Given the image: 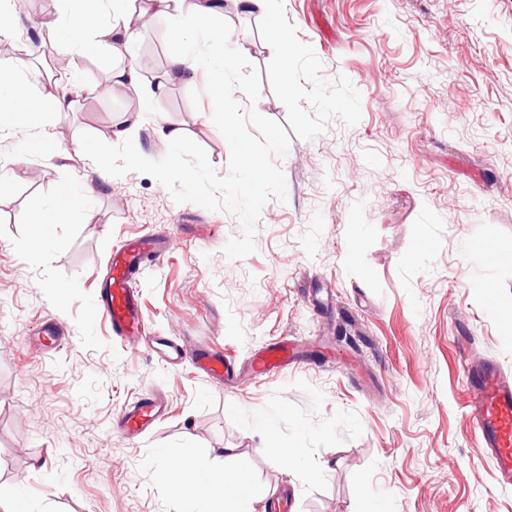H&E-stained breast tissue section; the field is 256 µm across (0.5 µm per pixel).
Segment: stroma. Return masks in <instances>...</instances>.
<instances>
[{
    "instance_id": "obj_1",
    "label": "stroma",
    "mask_w": 512,
    "mask_h": 512,
    "mask_svg": "<svg viewBox=\"0 0 512 512\" xmlns=\"http://www.w3.org/2000/svg\"><path fill=\"white\" fill-rule=\"evenodd\" d=\"M61 9L17 0L25 41ZM174 25L142 23V85L167 66ZM279 26L285 59L264 16H224L260 75L257 102L235 99L289 137L287 198L266 202L243 259L223 252L242 234L232 213L174 202L146 174L98 176L80 134L119 144L137 102L92 93L93 57L48 45L37 65H71L77 110L0 128V496L22 512H184L183 456L245 469L252 495L288 512H354L361 497L370 512H512L461 373L469 358L512 375V0H284ZM205 85L196 70L161 108L223 176ZM51 143L63 153L48 163ZM67 191L84 207L62 217ZM152 235L171 249L133 285L148 331L182 345L175 368L96 310L112 250ZM47 320L63 345L31 343ZM278 339L298 363L250 376ZM206 345L236 360V380L197 369ZM148 391L165 416L121 436Z\"/></svg>"
}]
</instances>
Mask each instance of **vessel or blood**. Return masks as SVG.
<instances>
[{
    "instance_id": "b4317fda",
    "label": "vessel or blood",
    "mask_w": 512,
    "mask_h": 512,
    "mask_svg": "<svg viewBox=\"0 0 512 512\" xmlns=\"http://www.w3.org/2000/svg\"><path fill=\"white\" fill-rule=\"evenodd\" d=\"M170 248L165 238L152 237L126 243L113 251L108 262L105 297L99 311L112 324L115 334L145 339L155 344V337L144 334L145 315L132 284L131 272L147 255L163 258ZM193 358L197 368L212 378L228 373L230 363L222 351L207 347L196 349ZM295 355L287 342L269 344L250 364L253 372L269 374L293 364ZM466 384L471 390L469 417L481 445L494 464L498 482L512 485V378L503 375L491 362L466 363L463 368ZM159 419L151 394H144L124 415L128 435L138 434L144 426Z\"/></svg>"
}]
</instances>
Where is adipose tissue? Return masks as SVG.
<instances>
[{
  "label": "adipose tissue",
  "mask_w": 512,
  "mask_h": 512,
  "mask_svg": "<svg viewBox=\"0 0 512 512\" xmlns=\"http://www.w3.org/2000/svg\"><path fill=\"white\" fill-rule=\"evenodd\" d=\"M92 5L95 11L107 14L106 22L90 28L69 11L60 23L42 27L40 41L51 44L62 38L75 53L96 55L105 77L102 93L135 98L142 112L155 111L170 87L195 71L199 58L194 48L198 42H206L220 52L224 45V29L217 24L224 15V0H93ZM153 13L176 20L187 16L192 25L175 29L167 68L144 86L126 59L131 54L140 20ZM219 62L228 68L233 59L221 52ZM74 80V71L63 65L57 68L47 89L36 96H24L22 108H14L10 101L0 98V127L14 124L21 111L46 123L55 113L72 110L75 101L67 97L65 89ZM173 491L192 510L201 506L205 512H247V476L238 471L210 470L198 459L180 460Z\"/></svg>",
  "instance_id": "1"
}]
</instances>
